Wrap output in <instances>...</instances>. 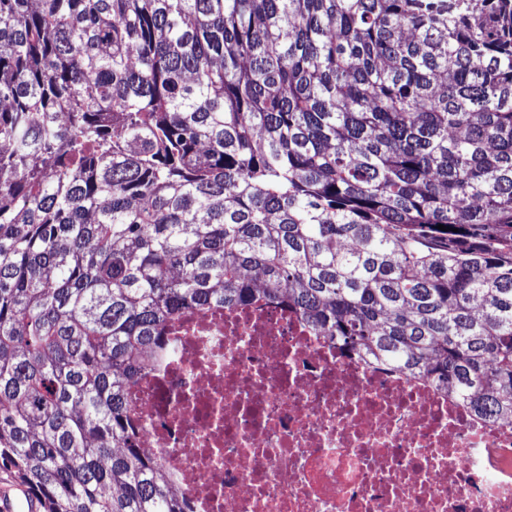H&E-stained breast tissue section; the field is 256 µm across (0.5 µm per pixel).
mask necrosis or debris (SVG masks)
Masks as SVG:
<instances>
[{
  "instance_id": "1",
  "label": "necrosis or debris",
  "mask_w": 512,
  "mask_h": 512,
  "mask_svg": "<svg viewBox=\"0 0 512 512\" xmlns=\"http://www.w3.org/2000/svg\"><path fill=\"white\" fill-rule=\"evenodd\" d=\"M133 388L194 512H512V419L336 351L293 313L194 309Z\"/></svg>"
}]
</instances>
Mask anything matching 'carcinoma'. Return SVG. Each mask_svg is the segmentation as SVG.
Listing matches in <instances>:
<instances>
[{
  "label": "carcinoma",
  "mask_w": 512,
  "mask_h": 512,
  "mask_svg": "<svg viewBox=\"0 0 512 512\" xmlns=\"http://www.w3.org/2000/svg\"><path fill=\"white\" fill-rule=\"evenodd\" d=\"M0 143V469L45 512H192L129 391L194 306L512 418V0H0Z\"/></svg>",
  "instance_id": "cac0c4a2"
}]
</instances>
